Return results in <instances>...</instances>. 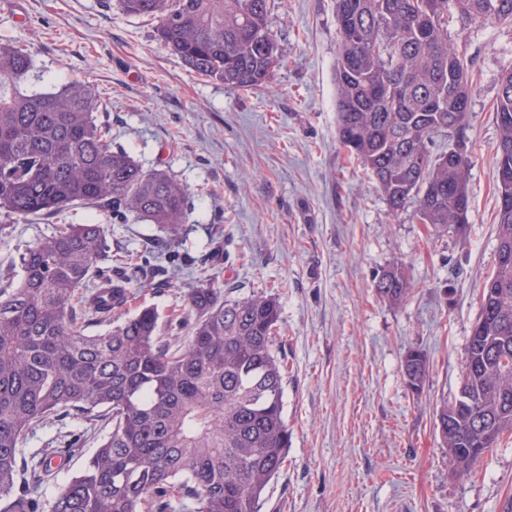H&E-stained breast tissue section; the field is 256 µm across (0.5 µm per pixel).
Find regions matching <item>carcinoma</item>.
Returning <instances> with one entry per match:
<instances>
[{
  "label": "carcinoma",
  "instance_id": "obj_1",
  "mask_svg": "<svg viewBox=\"0 0 512 512\" xmlns=\"http://www.w3.org/2000/svg\"><path fill=\"white\" fill-rule=\"evenodd\" d=\"M123 14L156 21L155 38L199 76L241 90L267 85L280 64L269 17L274 0H117ZM512 25V0H336L334 68L340 143L377 182L393 213L416 204L435 232L466 233L476 89L467 41L448 34ZM27 49L0 43V213L16 221L72 206L109 208L170 235L189 218L184 187L143 169L99 123L97 95L71 79L34 89ZM498 130L496 248L509 254L483 284L470 331L457 410L443 401L435 425L452 473L463 478L512 433V69L494 101ZM466 144L452 149L455 140ZM102 224H63L28 246L19 276L0 274V512H262L287 460L285 365L274 348L276 298L211 285L192 289L187 313L153 306L126 313L143 261L108 265ZM400 304L412 284L402 266L374 279ZM107 322L104 332L89 328ZM403 373L418 394L426 355L408 351ZM74 413L109 433L84 468L48 500L40 488L82 434L39 458L26 435Z\"/></svg>",
  "mask_w": 512,
  "mask_h": 512
}]
</instances>
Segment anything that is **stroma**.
<instances>
[{
    "instance_id": "stroma-1",
    "label": "stroma",
    "mask_w": 512,
    "mask_h": 512,
    "mask_svg": "<svg viewBox=\"0 0 512 512\" xmlns=\"http://www.w3.org/2000/svg\"><path fill=\"white\" fill-rule=\"evenodd\" d=\"M271 28L282 58L267 87L243 91L191 72L156 41V23L104 0H8L0 42L29 46L42 89L86 81L98 115L144 168L188 190L191 218L178 237L183 264L158 288L133 286L131 308L184 307L202 283L191 260L222 240L213 283L264 291L281 308L277 349L288 364V459L264 512H512V434L470 476L453 477L435 410L453 398L496 265L493 102L512 68V26L461 30L474 61L470 114V225L435 235L414 206L392 213L375 180L337 136L335 0H276ZM105 225L113 257L167 248L156 225L114 224L75 206L50 220L10 225L0 263L60 224ZM414 287L394 306L374 288L389 267ZM427 355L421 393L405 383L408 350Z\"/></svg>"
}]
</instances>
